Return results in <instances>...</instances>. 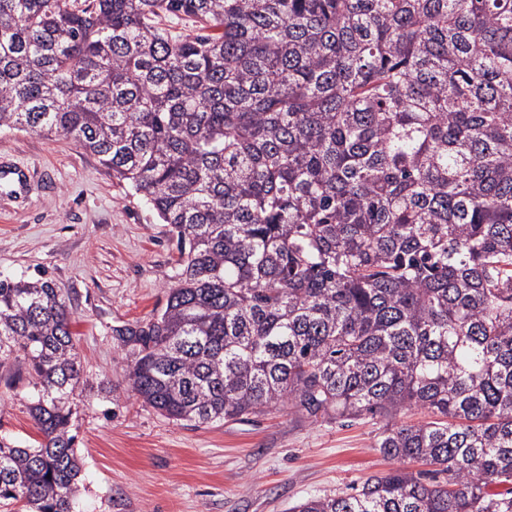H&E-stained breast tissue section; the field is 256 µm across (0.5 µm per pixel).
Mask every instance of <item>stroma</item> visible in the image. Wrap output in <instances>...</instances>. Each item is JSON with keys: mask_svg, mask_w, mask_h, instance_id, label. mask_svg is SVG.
<instances>
[{"mask_svg": "<svg viewBox=\"0 0 512 512\" xmlns=\"http://www.w3.org/2000/svg\"><path fill=\"white\" fill-rule=\"evenodd\" d=\"M2 159L27 165L31 178L20 196H0V273L48 275L72 298L88 380L73 429L80 512H290L398 467L420 470L379 453L376 418L312 424L273 410L194 427L142 403L112 330L149 319L163 303L177 258L168 225L71 141L0 132ZM29 396L27 379L0 380V435L22 446L41 438Z\"/></svg>", "mask_w": 512, "mask_h": 512, "instance_id": "stroma-1", "label": "stroma"}]
</instances>
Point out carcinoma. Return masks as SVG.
<instances>
[{
	"label": "carcinoma",
	"mask_w": 512,
	"mask_h": 512,
	"mask_svg": "<svg viewBox=\"0 0 512 512\" xmlns=\"http://www.w3.org/2000/svg\"><path fill=\"white\" fill-rule=\"evenodd\" d=\"M0 130L72 141L169 226L165 302L113 330L144 404L380 417L430 466L293 512H512V0H0ZM71 322L52 279L0 278L42 433L0 438V500L28 512L77 508Z\"/></svg>",
	"instance_id": "cac0c4a2"
}]
</instances>
